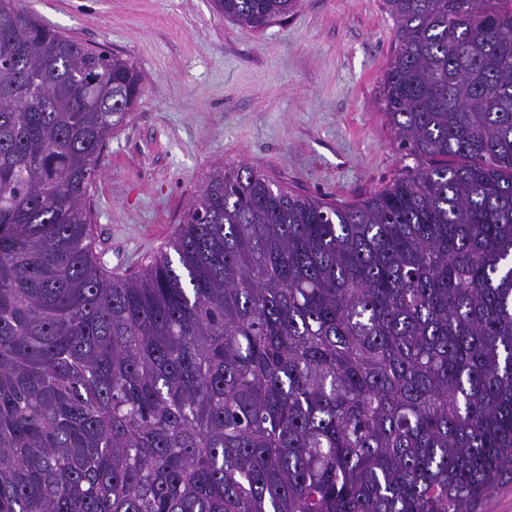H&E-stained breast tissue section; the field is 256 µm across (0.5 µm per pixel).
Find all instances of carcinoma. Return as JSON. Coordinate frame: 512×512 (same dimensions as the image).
I'll use <instances>...</instances> for the list:
<instances>
[{"label":"carcinoma","mask_w":512,"mask_h":512,"mask_svg":"<svg viewBox=\"0 0 512 512\" xmlns=\"http://www.w3.org/2000/svg\"><path fill=\"white\" fill-rule=\"evenodd\" d=\"M385 5L416 165L350 205L224 166L122 277L89 197L140 72L0 0V512H471L512 473V0Z\"/></svg>","instance_id":"1"}]
</instances>
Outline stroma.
<instances>
[{
	"instance_id": "obj_1",
	"label": "stroma",
	"mask_w": 512,
	"mask_h": 512,
	"mask_svg": "<svg viewBox=\"0 0 512 512\" xmlns=\"http://www.w3.org/2000/svg\"><path fill=\"white\" fill-rule=\"evenodd\" d=\"M45 25L130 58L144 92L90 191L96 256L141 271L218 167L251 165L302 197L351 204L413 157L381 110L396 21L384 0H299L247 30L212 0H23Z\"/></svg>"
}]
</instances>
